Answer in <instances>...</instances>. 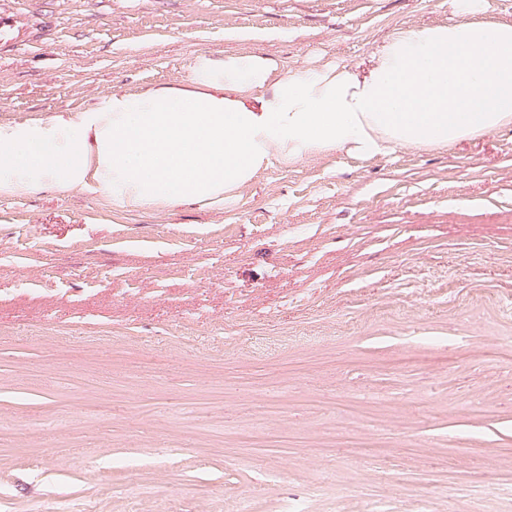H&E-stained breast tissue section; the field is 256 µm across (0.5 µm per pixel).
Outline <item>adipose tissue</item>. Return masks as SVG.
Listing matches in <instances>:
<instances>
[{
  "mask_svg": "<svg viewBox=\"0 0 512 512\" xmlns=\"http://www.w3.org/2000/svg\"><path fill=\"white\" fill-rule=\"evenodd\" d=\"M453 3L459 21L395 29L363 68L285 76L255 54H200L183 83L0 122V194L52 189L128 209L220 208L276 162L444 148L510 124L512 22L482 20V0Z\"/></svg>",
  "mask_w": 512,
  "mask_h": 512,
  "instance_id": "ef3b65f1",
  "label": "adipose tissue"
}]
</instances>
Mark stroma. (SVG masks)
<instances>
[{
	"instance_id": "obj_1",
	"label": "stroma",
	"mask_w": 512,
	"mask_h": 512,
	"mask_svg": "<svg viewBox=\"0 0 512 512\" xmlns=\"http://www.w3.org/2000/svg\"><path fill=\"white\" fill-rule=\"evenodd\" d=\"M1 7L0 122L182 83L198 54L291 75L457 19L451 0ZM493 341L512 347V125L277 164L220 209L1 195L0 512H512Z\"/></svg>"
}]
</instances>
